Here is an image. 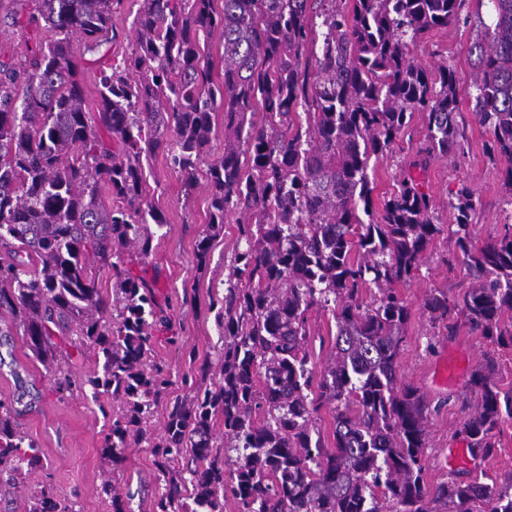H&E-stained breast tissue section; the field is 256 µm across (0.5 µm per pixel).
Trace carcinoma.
<instances>
[{
	"label": "carcinoma",
	"mask_w": 512,
	"mask_h": 512,
	"mask_svg": "<svg viewBox=\"0 0 512 512\" xmlns=\"http://www.w3.org/2000/svg\"><path fill=\"white\" fill-rule=\"evenodd\" d=\"M215 2L140 0L134 47L102 72L92 113L72 42L89 51L108 42L122 0H37L27 24L46 37L24 62L0 60V336L21 334L61 396L89 386L126 406L104 439L112 464L133 440L147 443L165 474L189 451L201 462L191 494L170 478L156 512H224L227 497L238 512H512V480L425 479L430 404L398 381L410 311L395 285L413 280L441 225L413 179L376 217L368 176L416 112L428 129L419 153L446 157L460 146L463 92L512 180V0H487L464 90L448 62L428 68L411 46L456 20L465 0ZM215 32L224 45L218 81L207 41ZM218 110L224 153L213 158ZM160 149L189 192L207 164L198 264L232 212L241 247L224 296L211 303L224 329L219 379L174 403L156 434L153 407L171 386L151 361L158 306L126 264L149 255L150 225L166 224L146 197V167ZM450 208L448 233L472 283L460 299L428 294L423 308L450 331L462 317L484 336L512 340L501 327L512 312V224L476 246L470 186L460 184ZM94 262L113 273L112 294ZM372 284L378 294L366 303ZM315 307L336 319L335 352L318 374L306 349ZM57 336L92 351V374H72ZM495 370L489 359L473 375L480 400L458 430L476 456L494 453L496 432L512 419ZM332 404L328 449L314 423ZM219 414L222 452L212 428ZM41 461L17 429L14 400L0 396V492ZM28 512L73 509L43 487Z\"/></svg>",
	"instance_id": "obj_1"
}]
</instances>
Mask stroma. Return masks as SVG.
<instances>
[{
    "label": "stroma",
    "instance_id": "1",
    "mask_svg": "<svg viewBox=\"0 0 512 512\" xmlns=\"http://www.w3.org/2000/svg\"><path fill=\"white\" fill-rule=\"evenodd\" d=\"M35 0H0V59H20L35 47L41 35L26 28L25 20ZM139 0H123L112 15L115 39L106 54L87 53L82 43L81 78L87 111H95L99 98V78L103 64L117 63L133 47V20ZM487 0H466L464 12L469 22L452 23L427 33L412 50L416 61L427 64L434 57L447 58L461 84H469L474 58L470 49L483 34L475 21L486 14ZM458 117L461 146L448 157H439L424 169L410 162L427 139L421 116H414L390 149L371 160L368 169L373 189L374 209L396 193L404 178L422 181L432 198L439 223H453L449 200L460 183L475 192L476 208L470 226L476 244L489 242L502 224L512 220V184L506 165L491 158L486 144L489 134L472 112L468 97H461ZM149 198L167 224L156 230L150 254L135 271L155 297L163 323L154 330L153 361L170 372L173 387L157 402L151 423L162 431L175 400L192 397L197 386L210 384L214 373H202V364L217 365L224 336L210 308L213 297L223 294L228 264L237 247V215H229L224 227L211 242L205 268H198L196 248L207 233L210 189L206 166H199L197 186L185 193L181 177L170 166L164 152L149 162ZM469 272L462 262L454 237L437 234L425 259L408 285L402 286L410 310L406 336L399 355L398 375L402 384L424 394L431 403L428 416V446L425 450L426 480L436 485L453 479L468 483L476 478L507 482L512 478V420H506L497 436L498 446L487 458L467 456L465 463L449 462L452 449L463 447L457 430L477 406L471 389L473 374L486 358L496 362V382L501 391L512 393V345L505 346L458 324L449 332L434 325L423 308L430 290L462 295ZM309 350L316 368H323L332 347L336 323L329 311L313 309ZM33 383L39 394L32 409L17 416L21 431L40 445V468L26 472L16 488L0 496V512H28L30 498L42 486H52L58 499L76 502L79 512H112L111 500L101 492L104 479H112L123 492L125 512H154L155 500L165 484L156 459L145 445H131L119 465H112L101 452L105 421L91 394L59 397L44 367L28 350L22 337L0 344V395L15 390L16 376Z\"/></svg>",
    "mask_w": 512,
    "mask_h": 512
}]
</instances>
